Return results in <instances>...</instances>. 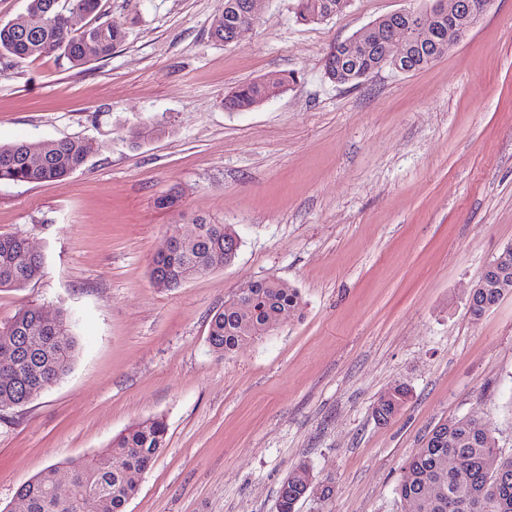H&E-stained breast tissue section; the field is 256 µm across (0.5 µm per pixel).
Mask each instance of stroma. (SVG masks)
<instances>
[{
    "mask_svg": "<svg viewBox=\"0 0 512 512\" xmlns=\"http://www.w3.org/2000/svg\"><path fill=\"white\" fill-rule=\"evenodd\" d=\"M420 0H352L305 24L293 0H261L238 42L210 37L224 0H100L73 28L127 37L74 67L0 55V144L80 136L86 164L60 181L0 183V233L29 239L42 277L0 291L70 311L69 374L0 412V512L46 467L97 453L159 416L163 452L127 512H277L299 464L332 487L298 512H409L396 487L438 424H488L512 455V294L478 320L468 289L512 243V0L428 68H386L349 87L329 48ZM292 72L286 92L225 111L237 85ZM158 133L132 145L145 118ZM178 191V208L158 207ZM233 225L235 261L166 290L150 263L179 213ZM297 288L301 316L220 358L213 315L245 284ZM397 383L390 421L373 406ZM410 391L403 384H396L383 394L376 405L373 413L378 421H388L396 416L408 401Z\"/></svg>",
    "mask_w": 512,
    "mask_h": 512,
    "instance_id": "stroma-1",
    "label": "stroma"
}]
</instances>
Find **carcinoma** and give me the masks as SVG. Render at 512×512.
Here are the masks:
<instances>
[{
	"label": "carcinoma",
	"mask_w": 512,
	"mask_h": 512,
	"mask_svg": "<svg viewBox=\"0 0 512 512\" xmlns=\"http://www.w3.org/2000/svg\"><path fill=\"white\" fill-rule=\"evenodd\" d=\"M76 8L89 15L96 12L98 0H28L26 10L16 19L0 24V53L24 61L56 53L73 66L86 62L83 44L97 43L96 56L109 57L126 39L124 29L104 22L72 34L56 50L47 44L58 40L56 15L65 8ZM347 8V0H295L297 18L318 24ZM404 34L399 20L382 23L370 31L373 42H382ZM296 81L295 74L280 76L274 84L262 80L241 85L224 96V110L236 112L258 105L285 91ZM157 131L152 122L129 127L126 136L138 144ZM93 144L82 137L30 143L16 141L0 145V182L39 183L61 181L83 167ZM38 155L43 163L31 166L26 157ZM197 225L194 240L156 253L150 276L158 288H179L188 281L224 265V239L233 231L229 224H216L204 216L193 217ZM43 258L26 251L25 238L0 234V291L20 289L42 276ZM505 297L500 288H486L470 304L477 320ZM302 308L301 296L288 283L266 277L239 289L212 317L207 341L221 356L235 353L242 345L273 331L272 324L281 312L295 315ZM77 352L70 312L61 309L55 323L43 321L35 305L20 308L9 320L0 321V411L25 405L30 398L63 379L71 369ZM410 391L396 384L383 394L373 413L377 420L388 421L408 401ZM167 425L155 417L132 425L112 439L98 454L66 461L71 471L74 492L63 498L56 493L58 466L51 465L23 483L18 496L26 500L27 512H83L82 502L97 503V512H127V504L138 485L128 473L141 474L152 465L166 447ZM498 459L497 474L490 473L486 462ZM309 471L297 466L282 482L278 494V512H296L298 503L314 493L305 484ZM464 480L470 500L478 510L466 509L457 502L455 486ZM398 495L416 499L419 512H512V457L498 454L496 441L488 425L473 418H450L432 430V436L414 453L403 468Z\"/></svg>",
	"instance_id": "1"
}]
</instances>
